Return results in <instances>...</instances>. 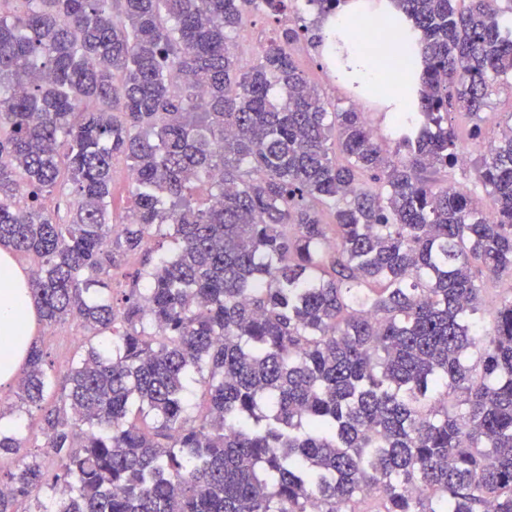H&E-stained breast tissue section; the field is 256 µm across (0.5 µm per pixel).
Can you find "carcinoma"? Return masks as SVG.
<instances>
[{
    "label": "carcinoma",
    "mask_w": 512,
    "mask_h": 512,
    "mask_svg": "<svg viewBox=\"0 0 512 512\" xmlns=\"http://www.w3.org/2000/svg\"><path fill=\"white\" fill-rule=\"evenodd\" d=\"M391 2L421 69L385 149L297 67L303 16L239 65L230 33L293 0H0V246L38 259L40 320L89 332L47 408L30 342L0 421L44 411L46 452L0 426V512H512V287L479 317L512 275V113L471 159L488 209L449 178L455 114L481 142L512 75V0ZM498 92L492 96L490 107L484 111V122H482L484 142H491L497 140L504 118L508 112L512 113V79L500 82ZM127 172L123 165L117 166L115 178L112 182V220L118 229H121V224L125 223V217L132 205V186L128 181L134 182V176L131 173L126 176ZM165 234V231L154 232L152 236L145 242L142 250L128 257L126 264L123 266L126 270H132L141 265L145 255L149 254L151 260H155L160 256L169 255L174 252L177 244L172 238Z\"/></svg>",
    "instance_id": "1"
}]
</instances>
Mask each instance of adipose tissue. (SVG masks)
Wrapping results in <instances>:
<instances>
[{
	"mask_svg": "<svg viewBox=\"0 0 512 512\" xmlns=\"http://www.w3.org/2000/svg\"><path fill=\"white\" fill-rule=\"evenodd\" d=\"M400 50L393 39L370 46L353 41L347 59L346 78L373 87L380 68H388L387 94H394L397 84L405 80L410 70L399 61ZM37 318L27 279L17 267L11 252L0 248V337H10L8 348L0 350V383L14 379L18 364L23 361L28 338Z\"/></svg>",
	"mask_w": 512,
	"mask_h": 512,
	"instance_id": "adipose-tissue-1",
	"label": "adipose tissue"
}]
</instances>
